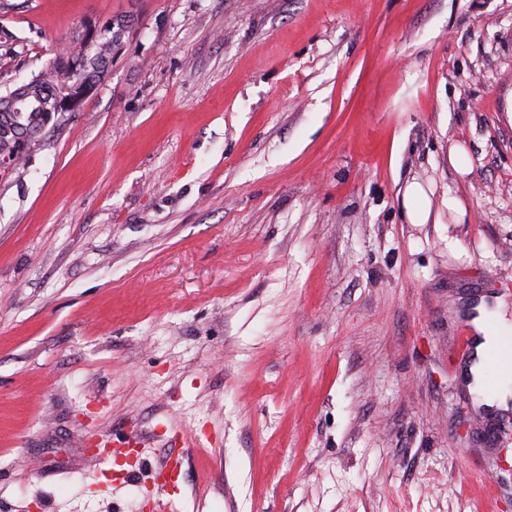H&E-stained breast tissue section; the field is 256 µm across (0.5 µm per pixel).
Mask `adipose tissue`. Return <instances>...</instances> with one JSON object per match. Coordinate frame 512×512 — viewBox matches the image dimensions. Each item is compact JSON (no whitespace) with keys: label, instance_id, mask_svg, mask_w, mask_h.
<instances>
[{"label":"adipose tissue","instance_id":"obj_1","mask_svg":"<svg viewBox=\"0 0 512 512\" xmlns=\"http://www.w3.org/2000/svg\"><path fill=\"white\" fill-rule=\"evenodd\" d=\"M507 305L502 299L494 301H480L476 307V314L472 325L476 333L475 362L469 366V386L471 391L478 394L481 404L498 410H508L512 407V386L501 384L496 389H485L484 367L487 350L501 343L508 334L512 333V322L506 316ZM496 323V330H489V323Z\"/></svg>","mask_w":512,"mask_h":512}]
</instances>
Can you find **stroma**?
I'll use <instances>...</instances> for the list:
<instances>
[{
    "instance_id": "obj_1",
    "label": "stroma",
    "mask_w": 512,
    "mask_h": 512,
    "mask_svg": "<svg viewBox=\"0 0 512 512\" xmlns=\"http://www.w3.org/2000/svg\"><path fill=\"white\" fill-rule=\"evenodd\" d=\"M109 20L0 174V512H147L176 456L182 512H512L454 355L512 306V0H0V95ZM99 68L101 69L97 67L95 71L89 72L84 56L71 62L67 67L69 74H76L79 79L76 81L63 79L60 82V94L55 98L56 112H74L79 108L102 77L104 70L101 73ZM404 195L405 198L408 201H416L419 199L426 200L427 203L425 206L418 207V206H411L408 209V218L410 223L413 224H424L428 220L429 213H430V206L429 202L426 196V193L424 189L422 188L421 184L418 182H410L406 185L404 189Z\"/></svg>"
}]
</instances>
